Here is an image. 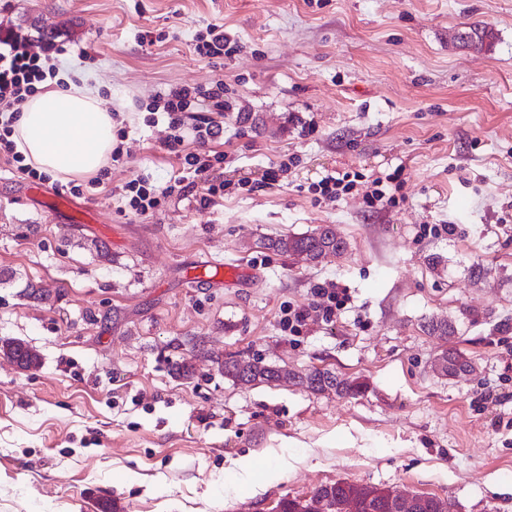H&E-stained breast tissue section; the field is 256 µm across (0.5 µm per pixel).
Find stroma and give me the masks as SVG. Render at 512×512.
Instances as JSON below:
<instances>
[{"mask_svg":"<svg viewBox=\"0 0 512 512\" xmlns=\"http://www.w3.org/2000/svg\"><path fill=\"white\" fill-rule=\"evenodd\" d=\"M470 23L495 32L491 50L454 45ZM214 24L244 45L220 64L192 49ZM40 25L64 48L58 71L104 76L131 155L74 196L71 223L0 159V343L39 356L22 371L0 354V512H270L339 480L512 512V0H0V36L37 52ZM218 78L237 109L214 173L236 191L206 208L174 197L151 216L122 211L133 179H193L149 104ZM288 153L299 161L280 184L258 187ZM397 169L404 201L369 209L371 180ZM338 173L359 185L315 198ZM321 224L347 241L342 257L253 246ZM228 265L244 270L230 285ZM325 281L348 303L284 331L283 309ZM30 282L45 300L27 297ZM433 319L455 335L428 332ZM449 347L474 374L435 370ZM232 356L328 368L365 390L242 386L224 375ZM490 390L500 402L482 400ZM247 456L283 461L281 478L238 489L226 470Z\"/></svg>","mask_w":512,"mask_h":512,"instance_id":"1","label":"stroma"}]
</instances>
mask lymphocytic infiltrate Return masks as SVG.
<instances>
[{
	"label": "lymphocytic infiltrate",
	"instance_id": "lymphocytic-infiltrate-1",
	"mask_svg": "<svg viewBox=\"0 0 512 512\" xmlns=\"http://www.w3.org/2000/svg\"><path fill=\"white\" fill-rule=\"evenodd\" d=\"M55 65L43 62L41 56L32 54L20 39L0 38V156L12 163L17 172L34 180L46 181V173L25 164L12 138L13 124L22 105L40 90L42 83L55 75ZM228 89L223 80L196 88L172 89L159 96L152 104L155 112L167 114L172 130L167 144L169 151L179 152L183 167L192 170L194 182L184 186H156L142 179L125 184L120 194L128 209L145 216L155 213L173 195L194 194L200 206L208 207L217 197L223 196L227 185L213 177L214 164L210 154L212 143L224 137V113L232 111ZM192 140L194 148L182 152L185 140ZM312 302L306 308H289L282 324L289 332L297 333L306 326L312 313H321L325 320H332L337 309L348 299L345 289L330 283L313 288Z\"/></svg>",
	"mask_w": 512,
	"mask_h": 512
}]
</instances>
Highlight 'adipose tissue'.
I'll list each match as a JSON object with an SVG mask.
<instances>
[{
	"label": "adipose tissue",
	"instance_id": "ef3b65f1",
	"mask_svg": "<svg viewBox=\"0 0 512 512\" xmlns=\"http://www.w3.org/2000/svg\"><path fill=\"white\" fill-rule=\"evenodd\" d=\"M13 139L38 169L63 180L93 176L112 154V114L103 107L97 85L68 77L24 103Z\"/></svg>",
	"mask_w": 512,
	"mask_h": 512
}]
</instances>
